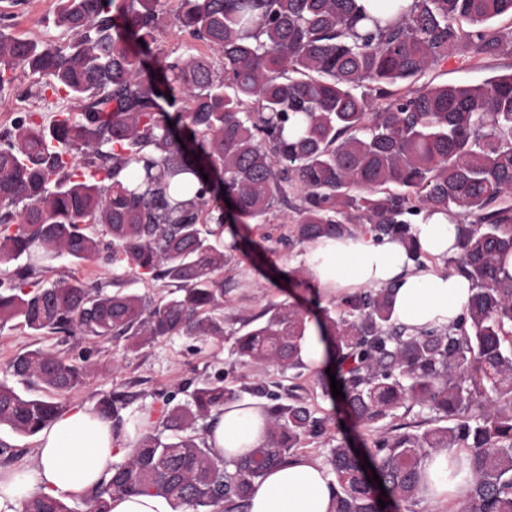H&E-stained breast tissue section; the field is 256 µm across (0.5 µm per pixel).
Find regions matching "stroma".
I'll return each instance as SVG.
<instances>
[{
    "label": "stroma",
    "instance_id": "35a3bbf8",
    "mask_svg": "<svg viewBox=\"0 0 512 512\" xmlns=\"http://www.w3.org/2000/svg\"><path fill=\"white\" fill-rule=\"evenodd\" d=\"M61 0H0V26L9 25L19 37L41 41H66L67 35L54 27L53 18ZM512 71V54L487 56L476 62H465L452 57L427 75L436 84L479 85L490 78ZM292 224L271 218L266 224L246 225L247 237L261 246L273 249V262L279 269L301 267L304 245L287 247L279 244L281 236L291 234ZM58 278L119 282L126 293H135L149 300L167 296L171 288L165 282H145L138 277L115 270L107 265L94 263L75 264L62 257L55 261L51 271L43 274V281ZM224 286L228 300L224 305V335L220 338L172 336L131 350L122 338L102 339L90 336H63L60 334H31L16 322L0 326V383L13 387L18 393L32 395L19 378L8 368L9 361L17 354L40 347L64 356L82 367V383L62 396L64 407L76 405L96 407L99 400L112 391L134 394L132 410L157 411L161 395L175 396L177 401L188 399L193 388L218 380L239 390L243 400H255V387H265L267 392L288 397L298 396L317 415L326 416L330 424L321 439H304L300 453L326 459L337 437L344 436L353 447H363L377 431L401 427L410 431L426 428L430 413L419 408L398 409L381 424L380 430L354 426L347 421L340 404L326 396L320 370L309 366L280 371L275 365L257 361L245 363L236 354V339L266 308L276 303L299 300L308 302L309 292L283 280L273 284L266 280L252 263L251 256L242 251H228L224 264Z\"/></svg>",
    "mask_w": 512,
    "mask_h": 512
}]
</instances>
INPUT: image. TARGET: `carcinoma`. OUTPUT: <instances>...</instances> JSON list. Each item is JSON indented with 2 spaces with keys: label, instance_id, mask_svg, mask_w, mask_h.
<instances>
[{
  "label": "carcinoma",
  "instance_id": "1",
  "mask_svg": "<svg viewBox=\"0 0 512 512\" xmlns=\"http://www.w3.org/2000/svg\"><path fill=\"white\" fill-rule=\"evenodd\" d=\"M166 5L62 0L53 18L70 35L62 43L0 30V101L34 87L41 99L79 103L48 122L17 112L0 130V264L26 259L0 278V325L124 337L134 350L170 336H222L223 235L239 248V225L267 223L273 207H281L282 223L294 224L290 245L397 236L416 258L415 218L461 213L460 253L446 264L475 292L459 329L408 332L391 320L389 289L344 295L339 316L324 309L316 320L354 424L373 427L406 406L435 413L436 422L417 432L392 429L359 452L337 440L328 456L338 478L333 512H395L416 501L422 464L448 448L471 458L462 512H512V274L505 269L512 73L480 86L422 81L451 56L512 50V0ZM166 28L190 41L183 54L159 60L152 45ZM60 256L119 264L176 291L146 302L105 294L98 282L41 284V264ZM265 314L237 338L236 354L282 370L301 366L310 311L281 303ZM8 367L50 393L25 397L0 384V425L28 435L63 410L60 397L84 375L41 348ZM161 398V421L113 467L87 512H108L113 497L141 493L185 512H242L268 470L293 458L301 440L322 437L329 423L301 399L276 396L267 443L227 462L196 424L241 401L236 390L206 384L183 403ZM129 404L127 394L111 392L96 410L119 428ZM375 474L386 493L374 490ZM23 512L73 509L40 493Z\"/></svg>",
  "mask_w": 512,
  "mask_h": 512
}]
</instances>
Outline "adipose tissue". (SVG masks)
Here are the masks:
<instances>
[{
  "instance_id": "ef3b65f1",
  "label": "adipose tissue",
  "mask_w": 512,
  "mask_h": 512,
  "mask_svg": "<svg viewBox=\"0 0 512 512\" xmlns=\"http://www.w3.org/2000/svg\"><path fill=\"white\" fill-rule=\"evenodd\" d=\"M410 232L426 255L417 265L397 238L369 236L320 239L301 256L316 289L326 299L367 289H391L393 320L413 331L455 328L474 292L466 277L448 271L445 258L457 255V222L437 212L412 224ZM267 405L248 401L226 406L211 419L206 438L217 457L238 461L266 441ZM136 444L133 430L115 432L94 410L75 406L58 414L36 435L32 461L0 471V512H21L33 491L83 500L112 475L121 455ZM424 503L457 512L471 488L466 451L451 448L423 464ZM337 487L332 468L311 456H297L272 468L247 501L245 512H331Z\"/></svg>"
}]
</instances>
